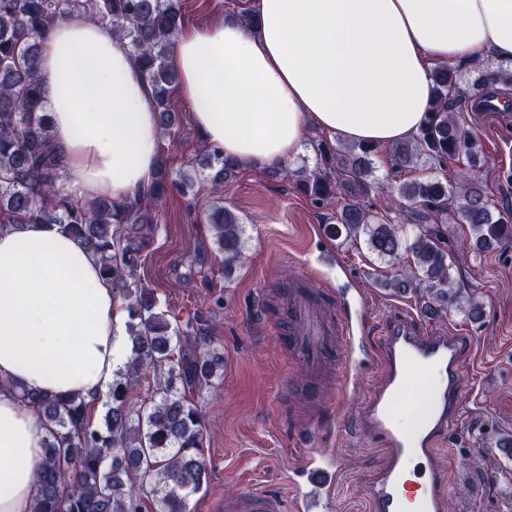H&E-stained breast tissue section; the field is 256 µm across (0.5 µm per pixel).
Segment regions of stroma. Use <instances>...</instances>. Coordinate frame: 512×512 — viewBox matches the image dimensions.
<instances>
[{"label": "stroma", "instance_id": "stroma-1", "mask_svg": "<svg viewBox=\"0 0 512 512\" xmlns=\"http://www.w3.org/2000/svg\"><path fill=\"white\" fill-rule=\"evenodd\" d=\"M171 103L180 123L162 134L160 146L169 177L177 179L188 167L195 173L191 186L171 190L157 210L138 274L161 309L183 320L202 315L208 338L224 352L222 378L203 387L197 398L205 415L210 481L191 499L192 512H211L214 501L249 485L287 494L283 472L302 453L299 433L309 431L312 449L323 450L329 428L350 417L366 396L365 389L341 395L334 385L323 387L317 398L307 396V381L272 325L279 313L275 296L284 284L281 272L291 266L324 288H364L368 342L377 341L398 308L420 327L472 339L478 385L456 432L439 449L450 477L448 512H512V459L498 446L500 438L512 434V244L465 249L462 231L449 227L452 274L476 295L481 314L472 319L451 308L428 315L419 297L385 287L391 271L365 242L349 244L326 235V225L336 221L335 205L316 208L292 182L269 176L264 168L240 170L223 195L215 196L211 170L199 165L205 142L188 107L176 96ZM466 119L482 147L477 176L489 203L494 211L512 212V103L498 113H467ZM218 201L242 224V257L228 273L213 266L217 244L205 221ZM322 250L337 252L343 274L317 264ZM314 409L320 410V421L304 425L301 411ZM338 451L348 466L340 512H367L366 475L380 452L353 432Z\"/></svg>", "mask_w": 512, "mask_h": 512}]
</instances>
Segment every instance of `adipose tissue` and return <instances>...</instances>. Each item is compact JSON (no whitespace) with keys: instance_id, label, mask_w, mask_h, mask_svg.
Wrapping results in <instances>:
<instances>
[{"instance_id":"1","label":"adipose tissue","mask_w":512,"mask_h":512,"mask_svg":"<svg viewBox=\"0 0 512 512\" xmlns=\"http://www.w3.org/2000/svg\"><path fill=\"white\" fill-rule=\"evenodd\" d=\"M186 28L169 57L203 139L240 167L287 166L317 130L412 139L440 64H512V0H250ZM42 104L71 203L148 196L160 153L152 89L125 41L72 16L43 35ZM127 358L124 310L97 255L59 224L0 232V512H33L48 431L20 390L90 398Z\"/></svg>"}]
</instances>
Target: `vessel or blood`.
Listing matches in <instances>:
<instances>
[{
	"mask_svg": "<svg viewBox=\"0 0 512 512\" xmlns=\"http://www.w3.org/2000/svg\"><path fill=\"white\" fill-rule=\"evenodd\" d=\"M281 343L318 382L332 374L341 390L365 386L370 370L380 379L368 388L354 420L359 435L382 452L368 471V512H447L448 471L438 447L457 429L474 378L466 367L469 339L419 329L400 314L364 348L369 320L360 289L329 292L296 269L281 297ZM431 388L424 410L402 425L401 400L414 379ZM366 387V386H365ZM348 471L333 451H308L288 469V495L245 488L221 503L222 512H336Z\"/></svg>",
	"mask_w": 512,
	"mask_h": 512,
	"instance_id": "obj_1",
	"label": "vessel or blood"
}]
</instances>
